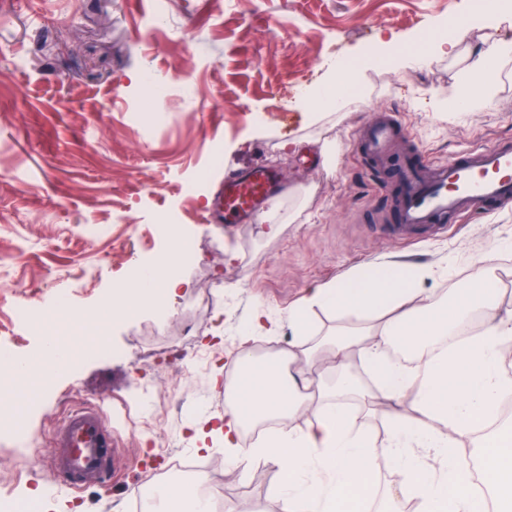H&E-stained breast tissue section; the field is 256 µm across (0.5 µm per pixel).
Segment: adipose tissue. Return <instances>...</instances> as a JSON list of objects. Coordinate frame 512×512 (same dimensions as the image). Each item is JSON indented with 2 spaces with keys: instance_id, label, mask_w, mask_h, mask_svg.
Instances as JSON below:
<instances>
[{
  "instance_id": "obj_1",
  "label": "adipose tissue",
  "mask_w": 512,
  "mask_h": 512,
  "mask_svg": "<svg viewBox=\"0 0 512 512\" xmlns=\"http://www.w3.org/2000/svg\"><path fill=\"white\" fill-rule=\"evenodd\" d=\"M183 263L177 254L166 269L148 265L109 307L122 312L144 282L156 278L166 294L178 295L189 285ZM429 274L386 263L375 278L354 271L313 288L309 305L356 323L330 342L333 364L324 374L311 370L312 347L288 349L277 366L246 368L256 328L272 324L267 310L257 308L251 326L238 333V354L228 360L223 420L189 426L198 449L208 450L220 435L234 466L273 461L282 473V512H356L358 492L383 456L398 476L394 495L418 500V512H484L483 500L469 491L471 463L458 445L475 439L480 424L497 418L501 400L512 394V376L501 364L512 348V308L502 305L494 267L445 304L425 295L421 282ZM354 348L379 396L393 405L407 397L415 403L414 415L394 412L381 441L360 429L342 402L371 395L350 375L346 355ZM302 411L304 427L276 428L260 443L239 446L246 423ZM481 472L499 512H512V451L485 450ZM153 490L161 512H209L192 486L157 484Z\"/></svg>"
}]
</instances>
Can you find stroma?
<instances>
[{"label":"stroma","instance_id":"stroma-1","mask_svg":"<svg viewBox=\"0 0 512 512\" xmlns=\"http://www.w3.org/2000/svg\"><path fill=\"white\" fill-rule=\"evenodd\" d=\"M154 9V0H0V343L33 370L0 380V401L14 402L23 421L22 433L0 432V500L38 487L42 512H114L168 458L195 452L224 486V512H281L276 467L230 466L219 438L196 452L186 429L221 415L224 387L212 377L256 306L279 326L258 330L257 342L312 346L344 320L315 307L309 335L296 336L289 316L309 290L397 261L431 268L422 286L447 300L494 265L512 307V206L437 238L389 237V179L373 181L359 138L373 110L385 109L404 116L434 161L512 142V56L474 107L448 105L466 66L512 35V10L478 14L470 0H167L164 25L151 29ZM454 23L467 30L459 58L418 51L404 67L379 69L383 41H433ZM342 57L356 63L360 93L310 124L305 97ZM147 70L164 85L150 112L138 83ZM289 140L296 150L283 149ZM259 163L292 188L276 207L277 228L214 220L225 171ZM179 239L197 244L182 267L190 290L162 312L113 316L98 356L52 371L42 332L14 319L15 302L37 306L47 294L65 297L70 311L101 313L136 268L170 257ZM206 288L209 307L198 302ZM102 400L121 450L109 489L70 491L45 464L15 475L20 458L47 456L71 408ZM165 434L179 444L162 442ZM396 478L380 458L363 502L413 512L390 499Z\"/></svg>","mask_w":512,"mask_h":512}]
</instances>
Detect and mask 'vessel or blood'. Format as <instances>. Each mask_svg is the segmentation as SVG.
Wrapping results in <instances>:
<instances>
[{"label": "vessel or blood", "mask_w": 512, "mask_h": 512, "mask_svg": "<svg viewBox=\"0 0 512 512\" xmlns=\"http://www.w3.org/2000/svg\"><path fill=\"white\" fill-rule=\"evenodd\" d=\"M409 133L394 112L373 113L364 137L376 169H384L392 148ZM396 223L385 225L394 238L437 236L463 215H480L512 204V146L474 148L451 161L423 163L409 152L397 173ZM288 185L282 173L267 165L247 174L224 175L217 206L229 224H251L282 201ZM111 416L105 403L71 409L53 436L48 456L66 488L80 490L111 480L119 466L112 440Z\"/></svg>", "instance_id": "obj_1"}]
</instances>
